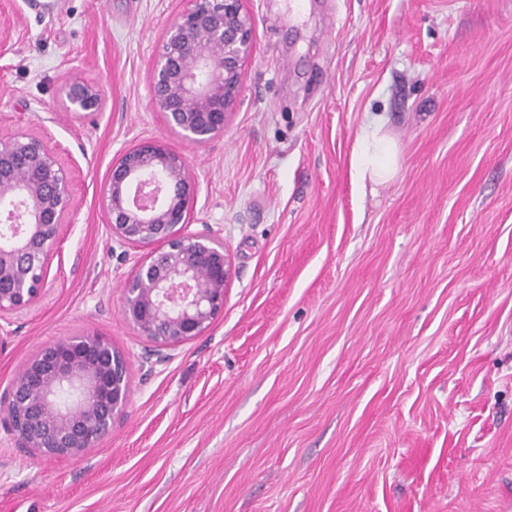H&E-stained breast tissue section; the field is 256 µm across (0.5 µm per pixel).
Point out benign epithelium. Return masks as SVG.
Masks as SVG:
<instances>
[{"instance_id": "7a95c632", "label": "benign epithelium", "mask_w": 512, "mask_h": 512, "mask_svg": "<svg viewBox=\"0 0 512 512\" xmlns=\"http://www.w3.org/2000/svg\"><path fill=\"white\" fill-rule=\"evenodd\" d=\"M167 28L149 69L151 100L166 126L199 145L224 132L240 99L253 26L244 0H186ZM100 88L78 75L63 89L65 110L101 111ZM111 240L162 244L123 287V315L141 335L176 346L201 335L224 310L231 261L224 242L184 236L195 202L187 159L152 140L112 164L104 191ZM0 321L35 304L51 259L76 211L70 175L26 134L0 138ZM122 357L97 335L70 336L43 349L9 392V427L28 447L78 456L109 432L126 405Z\"/></svg>"}]
</instances>
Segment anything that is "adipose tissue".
I'll list each match as a JSON object with an SVG mask.
<instances>
[{
    "label": "adipose tissue",
    "mask_w": 512,
    "mask_h": 512,
    "mask_svg": "<svg viewBox=\"0 0 512 512\" xmlns=\"http://www.w3.org/2000/svg\"><path fill=\"white\" fill-rule=\"evenodd\" d=\"M399 146L384 118L371 120L361 131L354 148L351 167L359 188L393 181L399 168Z\"/></svg>",
    "instance_id": "1"
}]
</instances>
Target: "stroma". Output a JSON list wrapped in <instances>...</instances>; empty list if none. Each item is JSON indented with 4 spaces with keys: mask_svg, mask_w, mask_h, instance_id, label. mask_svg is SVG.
I'll use <instances>...</instances> for the list:
<instances>
[{
    "mask_svg": "<svg viewBox=\"0 0 512 512\" xmlns=\"http://www.w3.org/2000/svg\"><path fill=\"white\" fill-rule=\"evenodd\" d=\"M245 0L253 51L220 134L181 140L148 70L185 0H0V137L46 138L77 209L28 309L0 323V512H512V0ZM80 74L95 116L62 107ZM395 179L356 186L374 116ZM144 140L197 182L183 234L224 241L210 327L174 347L123 316L147 256L103 191ZM86 333L129 400L83 455L4 420L26 363Z\"/></svg>",
    "mask_w": 512,
    "mask_h": 512,
    "instance_id": "1",
    "label": "stroma"
}]
</instances>
